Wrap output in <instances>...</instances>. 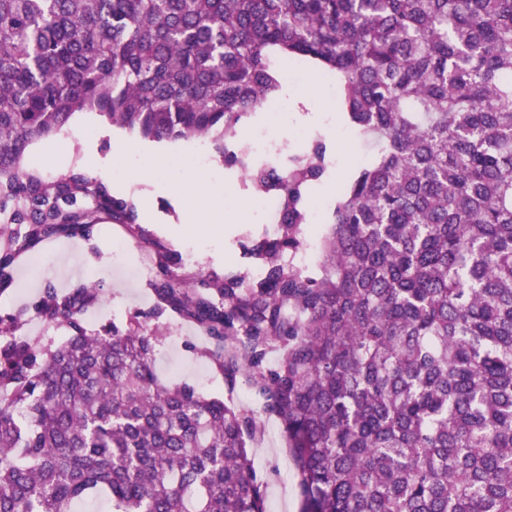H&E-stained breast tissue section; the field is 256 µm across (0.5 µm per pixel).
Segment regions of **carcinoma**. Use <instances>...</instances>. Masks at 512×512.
<instances>
[{"label": "carcinoma", "mask_w": 512, "mask_h": 512, "mask_svg": "<svg viewBox=\"0 0 512 512\" xmlns=\"http://www.w3.org/2000/svg\"><path fill=\"white\" fill-rule=\"evenodd\" d=\"M284 62L333 78L374 146L314 272L291 258L327 146L283 169L228 146L281 97ZM83 111L152 141L209 138L280 198L274 236L245 248L261 278L178 275L153 242L151 288L280 422L301 512H512V0H0V292L44 241L141 235L103 182L22 165ZM96 299L47 288L40 317L65 340L0 341V512L98 493L113 512H266L256 417L164 384L137 324L88 335Z\"/></svg>", "instance_id": "cac0c4a2"}]
</instances>
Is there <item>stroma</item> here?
I'll use <instances>...</instances> for the list:
<instances>
[{"instance_id": "35a3bbf8", "label": "stroma", "mask_w": 512, "mask_h": 512, "mask_svg": "<svg viewBox=\"0 0 512 512\" xmlns=\"http://www.w3.org/2000/svg\"><path fill=\"white\" fill-rule=\"evenodd\" d=\"M304 136L286 128L276 135L287 141L288 150H305L318 137H326L332 147L335 173L315 185L310 200L330 210L340 185L354 172L360 155L369 153L370 143L349 134L337 108L328 107L314 121L304 123ZM194 140L155 142L126 129L108 125L104 117L93 112L74 115L70 124L52 140L33 143L23 159L27 171L45 178H55L79 168L81 156L98 155L111 158L115 164L135 158L140 166H149L155 154L161 153L177 163L179 173L157 182L129 181L119 195L132 200L139 215L141 237H126L130 257L145 251L149 242L165 244L177 257H184L186 248H194L196 260L191 271L201 276L220 275L227 270L252 272L254 265L244 246L260 237L263 225L249 224L237 211L239 200L248 198L243 177H235L233 195L221 197L224 222L220 231L210 226L183 224L184 212L201 204L193 182L185 171ZM122 229L106 225L92 237L58 238L36 247L20 257L14 270V282L0 293V317L19 318L23 332L43 345L56 346L67 331L55 325H40L34 321L36 305L44 289L66 292L73 284L85 283L97 290V300L86 314L88 334H98L102 328L127 325L134 316H141L146 332L156 333L155 367L161 381L171 386L188 384L197 390L231 404L248 409L260 416L262 434L252 443L250 455L253 467L266 483L267 512H300L297 470L291 459L278 420L264 415L263 403L250 388L245 377H238L235 386H227L223 376L205 356L208 342L194 327L170 313L154 316L157 301L150 288L120 266L114 257L116 235Z\"/></svg>"}]
</instances>
